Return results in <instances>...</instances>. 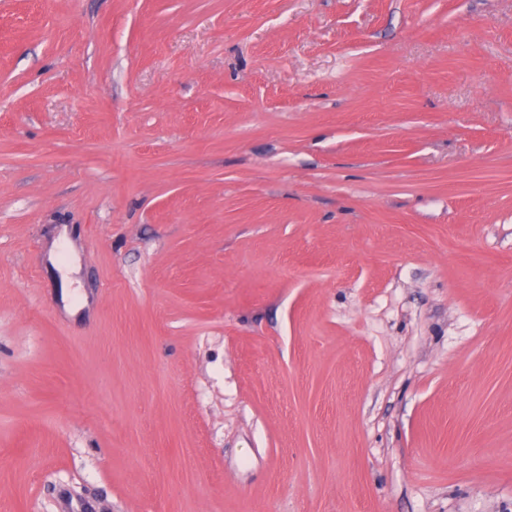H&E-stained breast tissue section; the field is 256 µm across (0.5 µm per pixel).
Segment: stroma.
Returning a JSON list of instances; mask_svg holds the SVG:
<instances>
[{
	"mask_svg": "<svg viewBox=\"0 0 512 512\" xmlns=\"http://www.w3.org/2000/svg\"><path fill=\"white\" fill-rule=\"evenodd\" d=\"M512 512V0H0V512Z\"/></svg>",
	"mask_w": 512,
	"mask_h": 512,
	"instance_id": "stroma-1",
	"label": "stroma"
}]
</instances>
